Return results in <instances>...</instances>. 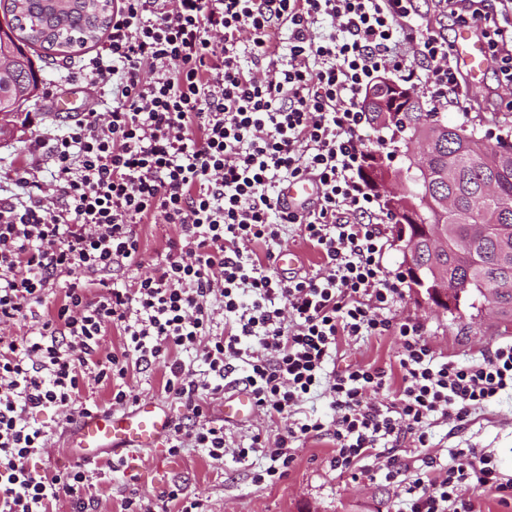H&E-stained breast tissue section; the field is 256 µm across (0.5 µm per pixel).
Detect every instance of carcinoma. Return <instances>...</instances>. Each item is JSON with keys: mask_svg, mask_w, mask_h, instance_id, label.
Instances as JSON below:
<instances>
[{"mask_svg": "<svg viewBox=\"0 0 512 512\" xmlns=\"http://www.w3.org/2000/svg\"><path fill=\"white\" fill-rule=\"evenodd\" d=\"M0 58L11 66L0 71V137L12 133L8 118L38 97L43 79L31 50L65 53L99 40L112 22V0H0ZM392 98L379 95L375 109H365L369 122L380 125V110ZM392 136L427 142L433 173L418 180L413 192L429 198L419 223L447 234V248L434 255L429 245L419 263L456 290L457 306L476 308L481 289L492 296L493 312L504 329L512 328V156L506 157L462 125H450L438 112L424 111L418 97L393 124ZM455 168L451 179L441 173ZM454 198L455 207L443 206Z\"/></svg>", "mask_w": 512, "mask_h": 512, "instance_id": "cac0c4a2", "label": "carcinoma"}]
</instances>
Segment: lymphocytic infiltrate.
I'll return each instance as SVG.
<instances>
[{
    "mask_svg": "<svg viewBox=\"0 0 512 512\" xmlns=\"http://www.w3.org/2000/svg\"><path fill=\"white\" fill-rule=\"evenodd\" d=\"M322 21L329 34H318ZM274 30L287 43L272 41ZM390 69L427 89L433 106L464 103L452 43L417 0H112L91 70L112 87L107 120L85 113L56 139V203H44L27 168L16 192L0 197V324L31 330L0 336V512H52L90 480L80 466H30L47 443L33 412L52 408L69 423L94 412L81 396L90 379L127 406L134 397L123 379L152 360L165 365L163 392L186 410L168 439L171 456L190 447L215 460L229 453L254 466V485L276 484L295 444L327 428L297 415L323 389L335 414L334 467L399 482L398 512H473L468 488L512 504V478L472 448L445 468L427 452L401 477L398 443L427 451L431 418L462 429L474 409L512 391V343L476 362H439L419 322L390 316L402 289L384 275V212L361 178L363 96ZM303 176L319 194L299 213L277 189ZM158 215L177 239L149 275L112 287L105 272L139 267L140 227ZM286 224L319 249L324 272L284 278L272 252L254 251L279 241ZM52 294L53 310L38 314ZM112 331L120 342L107 351ZM390 333L401 345L398 377L374 366L327 373L340 342ZM191 351L205 372L185 361ZM235 360L257 410L288 420L276 441L257 432L235 444L210 417ZM391 390L387 403L366 398ZM372 457L378 469L368 468Z\"/></svg>",
    "mask_w": 512,
    "mask_h": 512,
    "instance_id": "lymphocytic-infiltrate-1",
    "label": "lymphocytic infiltrate"
}]
</instances>
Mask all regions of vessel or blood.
<instances>
[{
  "label": "vessel or blood",
  "mask_w": 512,
  "mask_h": 512,
  "mask_svg": "<svg viewBox=\"0 0 512 512\" xmlns=\"http://www.w3.org/2000/svg\"><path fill=\"white\" fill-rule=\"evenodd\" d=\"M453 54L462 65L468 82H477L489 66L483 43L469 30L458 31ZM317 193L316 182L307 177L287 182L280 189L282 201L295 210L306 207ZM253 411L254 402L246 390L234 391L224 399L225 421L245 422ZM172 424L171 412L163 402L140 398L131 407H109L83 417L71 439L69 451L74 459L82 462L109 457L133 467L138 461V450L161 447Z\"/></svg>",
  "instance_id": "vessel-or-blood-1"
}]
</instances>
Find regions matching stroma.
Returning <instances> with one entry per match:
<instances>
[{
    "instance_id": "35a3bbf8",
    "label": "stroma",
    "mask_w": 512,
    "mask_h": 512,
    "mask_svg": "<svg viewBox=\"0 0 512 512\" xmlns=\"http://www.w3.org/2000/svg\"><path fill=\"white\" fill-rule=\"evenodd\" d=\"M103 47L100 41L89 43L43 62L42 93L19 109L13 138L0 140V172L5 175L0 181L1 192L8 195L14 191L11 175L24 165L38 170L43 197L49 201L56 198L50 157L53 139L66 133L83 113L104 115L112 106L111 88L89 78V63ZM469 95L470 111L447 108L449 122L477 128L479 133L493 137L512 135V92L502 80L499 63H492L479 82L471 85ZM392 315L398 320L420 322L424 339L442 360L471 362L505 340L491 316H473L468 308L453 314L434 310L409 287L403 288ZM399 352V343L391 335L350 340L340 345L335 368L340 371L349 365H371L393 370ZM164 372L160 362L141 365L130 372L126 385L132 395L165 401L174 421H184L186 412L181 403L161 390ZM35 420L46 431L48 445L33 458V466L71 465L68 437L72 426L63 424L61 415L52 409L38 412ZM432 434L434 452L441 463H451L456 449L472 448L495 454L501 472L512 477V394L503 393L492 404L473 410L465 429L454 431L438 422ZM335 453L331 435L321 432L296 448L286 478L263 488L254 485L250 467L229 457L216 461L205 451L190 448L181 456L165 458L159 451L146 450L134 471L139 475L135 482L130 481L133 472L127 467L113 472L109 460L97 461L102 475L92 479L83 497L90 500L93 512H116L121 500L132 492L156 501L177 485L185 496L201 500L205 512H397L395 486L381 479L353 482L332 466Z\"/></svg>"
}]
</instances>
